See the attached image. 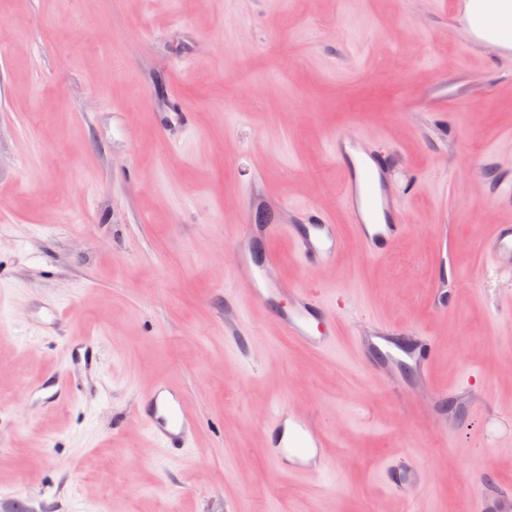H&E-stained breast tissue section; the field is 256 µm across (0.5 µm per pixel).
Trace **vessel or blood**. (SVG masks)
I'll return each instance as SVG.
<instances>
[{
	"mask_svg": "<svg viewBox=\"0 0 512 512\" xmlns=\"http://www.w3.org/2000/svg\"><path fill=\"white\" fill-rule=\"evenodd\" d=\"M467 3L478 24L471 30L470 41L460 43L463 54H470L472 42L484 40L489 33L512 30V9L491 13L485 7V0H467ZM327 150L330 159L345 174L339 200L352 235L367 257L384 258L407 235L409 226L391 203L383 164L364 148L357 134L346 128L336 130L328 138ZM242 238L266 242L275 238L288 240L294 255L309 267L330 264L344 246L338 226L317 209L310 210L304 224L245 225ZM484 249L492 265L502 266L511 261L512 225L497 226ZM279 264V255L269 251L258 262L247 255H238L233 281L241 301L277 308L280 333L290 342L318 355L335 350L336 323L331 310L311 289L285 287L273 275ZM351 345L361 365L400 389L406 386L400 373L402 366L416 368L424 378L436 356L433 339L421 331L379 327L372 333H355ZM100 363L101 346L97 337L70 335L61 365L43 374L29 392L45 408L74 401L85 393L84 374ZM135 415L160 451L170 457L184 455L198 429L197 419L185 409L182 391L163 382L144 393ZM267 426L271 437L267 457L277 472L310 477L331 469L332 464L322 451L326 438L309 419L292 414L282 403L270 411ZM381 477L392 494L408 496L419 486L422 471L416 466L403 470L388 462L381 470Z\"/></svg>",
	"mask_w": 512,
	"mask_h": 512,
	"instance_id": "vessel-or-blood-1",
	"label": "vessel or blood"
}]
</instances>
